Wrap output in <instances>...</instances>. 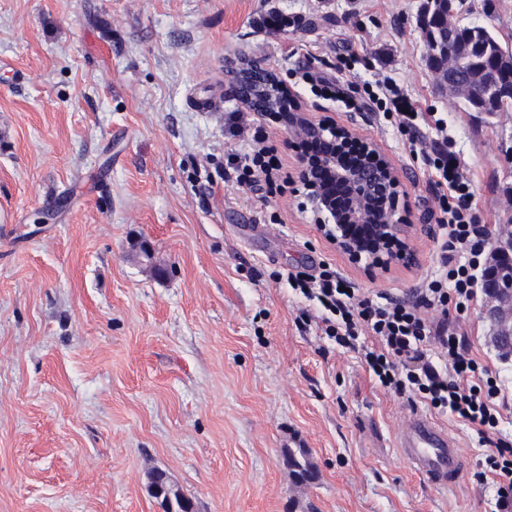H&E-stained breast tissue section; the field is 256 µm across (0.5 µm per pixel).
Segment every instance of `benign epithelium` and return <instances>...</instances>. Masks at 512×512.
I'll return each instance as SVG.
<instances>
[{"instance_id":"1","label":"benign epithelium","mask_w":512,"mask_h":512,"mask_svg":"<svg viewBox=\"0 0 512 512\" xmlns=\"http://www.w3.org/2000/svg\"><path fill=\"white\" fill-rule=\"evenodd\" d=\"M453 3L435 0V23L442 27L453 23ZM229 75L239 98L255 112L272 110L277 93L291 95L277 74L258 61H234ZM294 108L296 121L288 124L290 134L298 138L326 132L332 135L319 158L296 157L298 178L307 190L308 201L314 212L324 216L319 229L353 261L365 257L375 267L394 260L412 261L413 253L406 243L408 227L396 218L401 182L378 144L360 139L350 125L312 117L297 102ZM347 146L360 150V155L343 168L338 158Z\"/></svg>"}]
</instances>
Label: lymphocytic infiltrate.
<instances>
[{"instance_id": "f902f5d3", "label": "lymphocytic infiltrate", "mask_w": 512, "mask_h": 512, "mask_svg": "<svg viewBox=\"0 0 512 512\" xmlns=\"http://www.w3.org/2000/svg\"><path fill=\"white\" fill-rule=\"evenodd\" d=\"M231 137H248L250 153L227 154L225 166L237 186L273 184L279 165L266 146L265 132L248 113L234 112L225 120ZM409 150L428 155V178L439 201L436 218L439 261L423 276L413 300L388 294L366 296L335 268L323 265L308 275L289 271L293 290L316 301L325 335L358 353L366 371L385 389L419 397L437 413H449L487 438L500 418L503 397L496 372L473 358L451 313H464L477 301L484 273L495 257L491 233L474 207L468 171L447 139L425 147L411 134ZM371 344H362V337ZM438 360H431V353ZM479 481H492L500 512H512V446L496 445L485 457Z\"/></svg>"}]
</instances>
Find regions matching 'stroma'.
Wrapping results in <instances>:
<instances>
[{"mask_svg": "<svg viewBox=\"0 0 512 512\" xmlns=\"http://www.w3.org/2000/svg\"><path fill=\"white\" fill-rule=\"evenodd\" d=\"M422 0H0V512H163L153 472L196 512H498L488 452L438 421L466 457L433 487L393 431L419 398L373 380L303 317L278 271L324 263L371 294L414 298L437 260L425 161L381 88L447 127L492 243L512 236V111L442 93L416 23ZM294 20L274 31L269 14ZM455 20L512 47V0H455ZM262 61L315 118L352 125L398 169L413 262L354 263L317 226L287 127L265 121L282 179L232 187L224 117L246 111L229 61ZM336 80L332 100L310 76ZM486 303L457 320L509 404L512 355ZM318 477L296 482L289 452Z\"/></svg>", "mask_w": 512, "mask_h": 512, "instance_id": "obj_1", "label": "stroma"}]
</instances>
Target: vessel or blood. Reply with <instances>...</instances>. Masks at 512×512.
<instances>
[{
	"label": "vessel or blood",
	"mask_w": 512,
	"mask_h": 512,
	"mask_svg": "<svg viewBox=\"0 0 512 512\" xmlns=\"http://www.w3.org/2000/svg\"><path fill=\"white\" fill-rule=\"evenodd\" d=\"M394 440L403 460L431 485L448 489L460 482L465 457L447 429L426 413L409 412Z\"/></svg>",
	"instance_id": "1"
}]
</instances>
